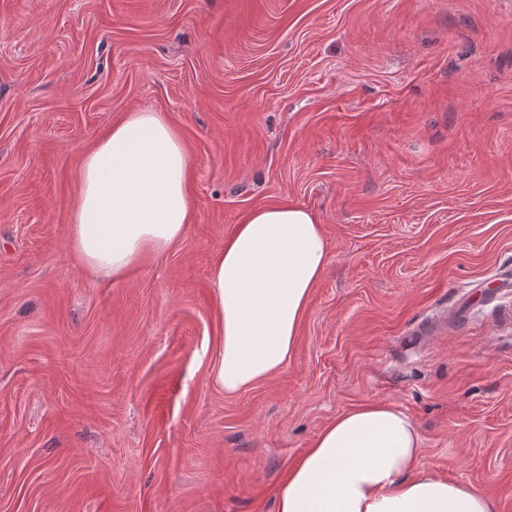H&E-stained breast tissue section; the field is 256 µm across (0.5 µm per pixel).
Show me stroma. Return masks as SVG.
<instances>
[{
	"instance_id": "35a3bbf8",
	"label": "stroma",
	"mask_w": 512,
	"mask_h": 512,
	"mask_svg": "<svg viewBox=\"0 0 512 512\" xmlns=\"http://www.w3.org/2000/svg\"><path fill=\"white\" fill-rule=\"evenodd\" d=\"M129 112L186 147L183 238L125 279L71 246ZM329 260L294 351L224 394L210 270L252 209ZM512 0H0V512H275L369 402L512 512Z\"/></svg>"
}]
</instances>
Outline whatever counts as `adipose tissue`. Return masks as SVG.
<instances>
[{
    "mask_svg": "<svg viewBox=\"0 0 512 512\" xmlns=\"http://www.w3.org/2000/svg\"><path fill=\"white\" fill-rule=\"evenodd\" d=\"M178 130L157 112H131L83 159L72 245L91 272L122 278L143 255L185 234L194 206ZM328 247L311 211L285 201L248 212L225 239L211 286L223 341L214 379L250 389L288 362ZM410 417L378 403L338 414L290 468L276 512H492L473 487L419 466Z\"/></svg>",
    "mask_w": 512,
    "mask_h": 512,
    "instance_id": "1",
    "label": "adipose tissue"
}]
</instances>
